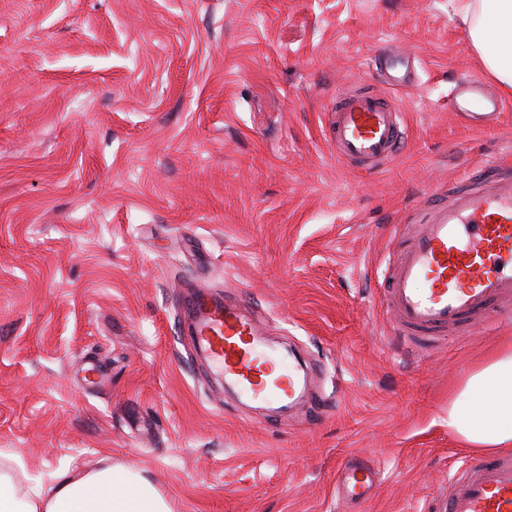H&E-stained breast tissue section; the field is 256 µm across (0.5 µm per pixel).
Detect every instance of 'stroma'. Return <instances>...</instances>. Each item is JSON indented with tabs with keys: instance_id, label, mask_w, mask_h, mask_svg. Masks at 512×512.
Returning <instances> with one entry per match:
<instances>
[{
	"instance_id": "1",
	"label": "stroma",
	"mask_w": 512,
	"mask_h": 512,
	"mask_svg": "<svg viewBox=\"0 0 512 512\" xmlns=\"http://www.w3.org/2000/svg\"><path fill=\"white\" fill-rule=\"evenodd\" d=\"M457 9L0 0V453L25 483L123 467L173 512H424L447 491L475 454L448 405L512 320L409 348L383 280L428 202L512 153V96ZM392 53L420 60L409 87L377 70ZM474 81L503 102L478 128L448 105ZM344 89L404 114L380 171L336 157ZM187 284L243 300L325 407L226 390L178 334ZM356 460L377 477L360 509L336 489Z\"/></svg>"
}]
</instances>
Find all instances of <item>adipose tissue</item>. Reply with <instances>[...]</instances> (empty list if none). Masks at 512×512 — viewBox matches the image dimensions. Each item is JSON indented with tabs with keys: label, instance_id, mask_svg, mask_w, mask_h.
Returning <instances> with one entry per match:
<instances>
[{
	"label": "adipose tissue",
	"instance_id": "adipose-tissue-1",
	"mask_svg": "<svg viewBox=\"0 0 512 512\" xmlns=\"http://www.w3.org/2000/svg\"><path fill=\"white\" fill-rule=\"evenodd\" d=\"M460 19L487 74L512 95V0H462ZM448 431L476 450L512 449V340L473 371L448 407ZM0 512H172L147 479L106 466L63 472L27 491L0 463Z\"/></svg>",
	"mask_w": 512,
	"mask_h": 512
}]
</instances>
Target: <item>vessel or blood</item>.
Masks as SVG:
<instances>
[{"mask_svg":"<svg viewBox=\"0 0 512 512\" xmlns=\"http://www.w3.org/2000/svg\"><path fill=\"white\" fill-rule=\"evenodd\" d=\"M378 66L393 85L405 86L411 78L408 58L388 54ZM475 96L495 111L502 104L476 82L454 94L456 115L478 127L484 115L469 109ZM330 138L338 157L376 171L403 151L407 128L400 109L381 95L346 93L336 97ZM492 169L487 183L431 208L386 277L392 328L406 344L430 346L452 330L468 335L495 313L512 312V159H499ZM183 319L194 349L242 398L289 409L306 396L296 356L270 346L240 301L195 290L184 299ZM373 486L372 468L359 461L337 479L339 496L355 504L368 501ZM429 509L512 512V454L468 460L451 478L447 495Z\"/></svg>","mask_w":512,"mask_h":512,"instance_id":"obj_1","label":"vessel or blood"}]
</instances>
